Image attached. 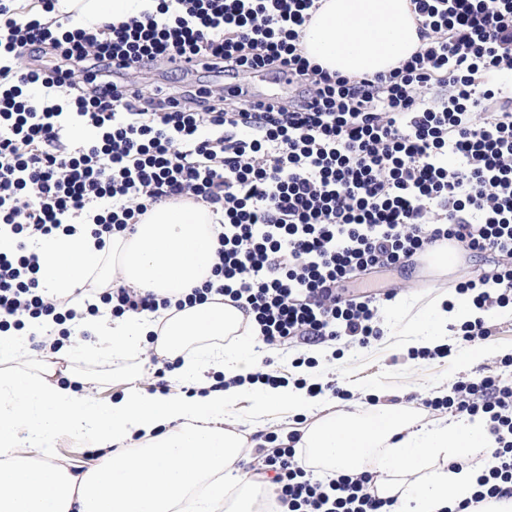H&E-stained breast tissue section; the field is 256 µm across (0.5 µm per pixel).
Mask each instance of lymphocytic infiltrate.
<instances>
[{
  "label": "lymphocytic infiltrate",
  "instance_id": "obj_1",
  "mask_svg": "<svg viewBox=\"0 0 512 512\" xmlns=\"http://www.w3.org/2000/svg\"><path fill=\"white\" fill-rule=\"evenodd\" d=\"M56 0H0V331L24 317L62 324L44 300L27 242L71 220L99 246L154 207L182 200L217 216L212 278L186 304L229 298L270 346L378 338V297L353 280L406 268L448 240L491 253L456 284L490 310L512 303V0H409L421 47L386 73L329 74L305 55L322 0H153L152 9L85 27ZM235 78L287 74L278 103L201 85L127 95L124 76L174 59ZM85 128L84 143L67 133ZM113 316L169 299L103 293ZM425 408L485 416L496 464L445 512L512 496V380L458 378ZM261 459L286 512H389L370 474L323 482L299 466L292 430Z\"/></svg>",
  "mask_w": 512,
  "mask_h": 512
}]
</instances>
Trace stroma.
Here are the masks:
<instances>
[{
	"instance_id": "obj_1",
	"label": "stroma",
	"mask_w": 512,
	"mask_h": 512,
	"mask_svg": "<svg viewBox=\"0 0 512 512\" xmlns=\"http://www.w3.org/2000/svg\"><path fill=\"white\" fill-rule=\"evenodd\" d=\"M493 257L489 254H468L461 260L453 273L445 277L435 276L431 269L415 268L408 275L394 270L382 269L369 275L367 283L372 292L381 294L379 305L380 327L383 334L370 345L362 346L348 339L330 343L329 354H322L320 346H277L268 347L249 332L237 336L224 337L222 344L225 352L234 355L244 350L249 354L254 365L270 363L272 368L280 370L288 377L302 378L310 383H320L325 387L322 395L316 398L313 407L307 409H275L262 426H254L251 421V401H239L236 409L239 417L238 429L248 438L245 455L255 453L256 443H263L266 452H273V443L268 442L269 434L278 435L302 428L314 419L338 410L356 412L360 417H367L374 407L367 403V396L378 397L380 405L386 406L403 402L417 408L424 422L439 420V413L421 408L419 397H442L448 393L450 380L463 377L474 379L487 373L500 370V362L512 353V318L499 314L491 319L493 336L481 347L486 356L479 363H472L471 348L461 346L456 338H449L451 354L445 359L412 360L408 357L409 339L393 335L395 325L414 322L420 330L430 328L429 310L442 293L454 287L466 271L477 268H490ZM395 289L394 299L384 297L386 289ZM97 342L96 336L86 334L78 345L71 360L57 380L69 379L72 370H80L100 378L97 396L121 397L128 386L127 380L117 378L115 372L120 367L119 361L93 354ZM315 359L313 367H294L293 361L299 356ZM348 390L350 399L343 400L333 394V387Z\"/></svg>"
}]
</instances>
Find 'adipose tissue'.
I'll return each mask as SVG.
<instances>
[{
  "instance_id": "1",
  "label": "adipose tissue",
  "mask_w": 512,
  "mask_h": 512,
  "mask_svg": "<svg viewBox=\"0 0 512 512\" xmlns=\"http://www.w3.org/2000/svg\"><path fill=\"white\" fill-rule=\"evenodd\" d=\"M142 0H59V12H78L84 24L138 14ZM422 44L409 0H323L304 37L309 60L331 73L352 76L386 72ZM215 250L209 210L191 203L154 208L130 235L113 237L99 249L87 224L73 232L56 230L40 237L36 254L41 285L49 296H69L85 287L104 265L113 272L105 283L178 298L210 277ZM436 337L483 317L467 298L446 293L432 307ZM243 313L215 299L169 307L159 319L90 316L75 323V333L91 332L97 352L126 359L144 347L182 358L181 376L192 378L193 396L164 397L133 385L116 401L96 398L91 377L80 389L55 381L56 362L66 361L68 347L54 362L26 359L18 333H0V512H272L276 488L247 477L245 440L229 406L253 394L259 406L254 424L269 407H309L306 389L231 384L217 390L209 367L225 377L250 372L248 357L225 359L216 338L236 334ZM205 343V360L189 352ZM100 448L95 465L72 472L54 463L59 434ZM300 445L306 465L337 474L373 473L376 496L391 500V512H442L471 496L495 445L483 418L441 420L429 425L410 408L378 409L367 420L333 413L303 428ZM387 461L369 465L375 449Z\"/></svg>"
}]
</instances>
